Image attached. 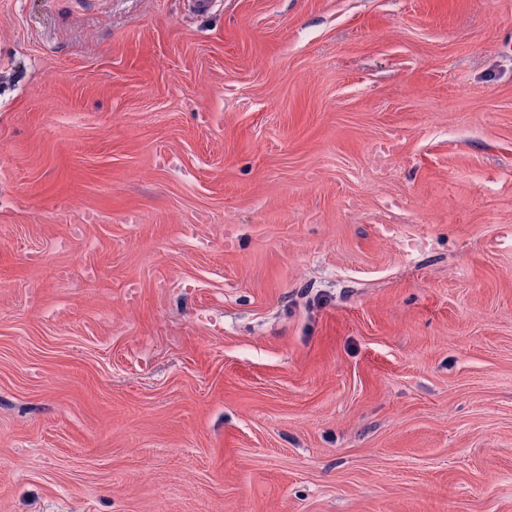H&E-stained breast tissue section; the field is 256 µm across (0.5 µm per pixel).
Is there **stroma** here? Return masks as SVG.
I'll list each match as a JSON object with an SVG mask.
<instances>
[{"label": "stroma", "mask_w": 512, "mask_h": 512, "mask_svg": "<svg viewBox=\"0 0 512 512\" xmlns=\"http://www.w3.org/2000/svg\"><path fill=\"white\" fill-rule=\"evenodd\" d=\"M0 512H512V0H0Z\"/></svg>", "instance_id": "obj_1"}]
</instances>
